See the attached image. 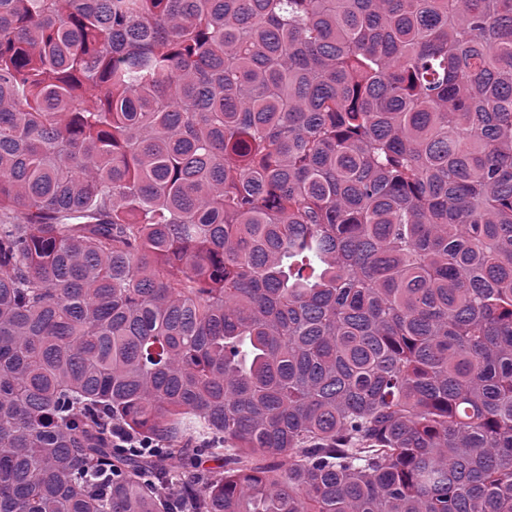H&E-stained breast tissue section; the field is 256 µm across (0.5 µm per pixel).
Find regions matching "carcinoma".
I'll return each mask as SVG.
<instances>
[{
    "instance_id": "obj_1",
    "label": "carcinoma",
    "mask_w": 512,
    "mask_h": 512,
    "mask_svg": "<svg viewBox=\"0 0 512 512\" xmlns=\"http://www.w3.org/2000/svg\"><path fill=\"white\" fill-rule=\"evenodd\" d=\"M0 512H512V0H0Z\"/></svg>"
}]
</instances>
